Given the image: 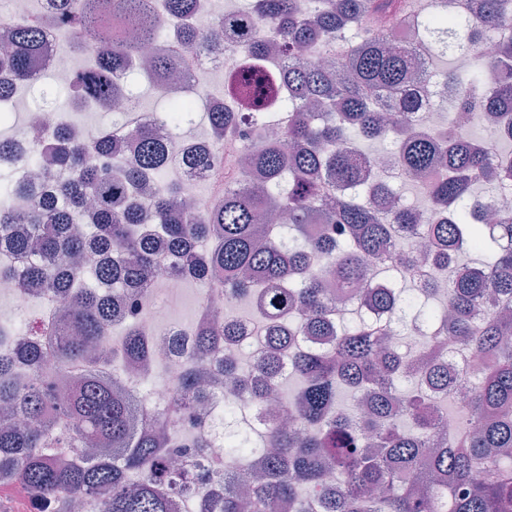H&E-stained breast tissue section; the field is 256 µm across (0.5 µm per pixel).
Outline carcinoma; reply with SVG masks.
Masks as SVG:
<instances>
[{
    "instance_id": "carcinoma-1",
    "label": "carcinoma",
    "mask_w": 512,
    "mask_h": 512,
    "mask_svg": "<svg viewBox=\"0 0 512 512\" xmlns=\"http://www.w3.org/2000/svg\"><path fill=\"white\" fill-rule=\"evenodd\" d=\"M53 2L43 18L14 24L11 47L0 52L11 83L31 80L45 28L88 54L68 86L72 106L125 92L114 77L133 74L147 45L179 40L181 52L151 59L171 75L182 55L222 40L245 45L234 80L286 90L276 108L287 122L264 141L261 112L206 113L213 151L193 155V168H209L244 123L259 146L246 169L224 170V195L204 214L188 210L174 184L150 191L168 170L169 145L148 131L136 161L118 169L93 160L120 150L107 130L90 140L65 126L50 142L35 139L18 163L70 173L63 210L29 184L0 178V242L38 256L17 288L65 300L57 327L37 316L0 352V486H21L43 510L81 496L89 512H170L182 496L195 498L196 512H512V211L483 222L490 189L512 186V150L491 157L455 122L415 124L418 101L407 91L415 47L390 48L369 25L382 17L397 29L415 18L419 42L471 55L477 68L448 71L443 82L481 101L488 130L512 142V62H504L512 44L500 60L474 50L483 34L512 31L508 0H478L474 15L455 0L428 13L414 0H250L208 32L192 23L203 0H163L168 18L181 21L176 30L149 0ZM256 23L266 28L258 40ZM319 43L330 64L298 61ZM382 93L399 109L389 132ZM195 114L169 98L162 118L178 131ZM361 138L391 139L390 154L429 207L403 203L401 187L361 166L370 157ZM145 192L151 228L133 201ZM21 196L33 200L23 228L9 207ZM90 202L85 237L75 224ZM162 246L173 256L170 272L211 296L248 301L263 344L243 363L241 325L204 303L194 322L197 360L172 380L158 415L145 396L113 385L112 368L131 367L142 389L156 375L141 316ZM315 258L331 261L329 273L313 268ZM373 258L383 261L382 286L365 294L364 310L336 311L332 288L359 287ZM417 261L448 267L446 287L403 288L390 277L409 282ZM418 326L429 331L423 347L393 341ZM471 351L483 358L476 371L465 359ZM289 377L300 387L279 398L261 440L230 431L217 459L204 452L203 425L180 434L210 388L233 383L231 421L239 401L261 407ZM343 388L352 394L346 406ZM448 411L457 419L451 431ZM262 441L273 451L243 494L241 460Z\"/></svg>"
}]
</instances>
